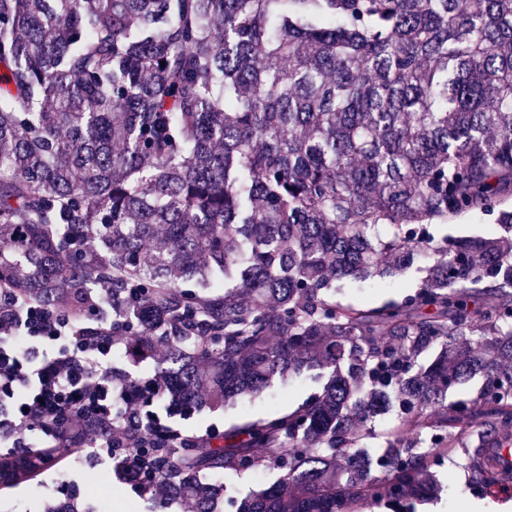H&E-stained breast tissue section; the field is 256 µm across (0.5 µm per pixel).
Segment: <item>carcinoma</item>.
<instances>
[{
  "instance_id": "carcinoma-1",
  "label": "carcinoma",
  "mask_w": 512,
  "mask_h": 512,
  "mask_svg": "<svg viewBox=\"0 0 512 512\" xmlns=\"http://www.w3.org/2000/svg\"><path fill=\"white\" fill-rule=\"evenodd\" d=\"M476 211L496 234L431 232ZM411 269L400 303L340 298ZM1 288L125 323L174 410L328 374L151 434L161 508L216 512L257 467L280 477L237 512L437 494L425 430L512 442V0H0ZM393 412L378 480L361 441ZM327 377L317 379L293 380L287 384L275 382L262 395L246 399L237 406L227 409L204 410L190 416H174L168 419L169 424L179 430H189L198 434L214 432L221 434L233 423L242 419H256L271 414L291 410L301 404L309 396L322 391ZM171 427V428H172Z\"/></svg>"
}]
</instances>
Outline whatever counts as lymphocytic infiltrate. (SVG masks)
I'll return each instance as SVG.
<instances>
[{"label":"lymphocytic infiltrate","mask_w":512,"mask_h":512,"mask_svg":"<svg viewBox=\"0 0 512 512\" xmlns=\"http://www.w3.org/2000/svg\"><path fill=\"white\" fill-rule=\"evenodd\" d=\"M122 343L97 314L78 328L62 310L0 292V454L36 448L47 471L59 465L55 449L67 435L91 466L152 480L143 420L158 413L140 406L153 380L115 370Z\"/></svg>","instance_id":"1"}]
</instances>
